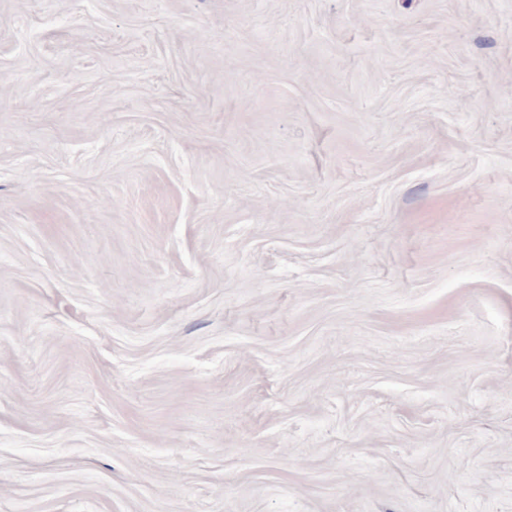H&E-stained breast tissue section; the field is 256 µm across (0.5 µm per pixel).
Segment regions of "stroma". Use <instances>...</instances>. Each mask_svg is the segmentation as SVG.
Instances as JSON below:
<instances>
[{"mask_svg":"<svg viewBox=\"0 0 512 512\" xmlns=\"http://www.w3.org/2000/svg\"><path fill=\"white\" fill-rule=\"evenodd\" d=\"M512 0H0V512H512Z\"/></svg>","mask_w":512,"mask_h":512,"instance_id":"obj_1","label":"stroma"}]
</instances>
